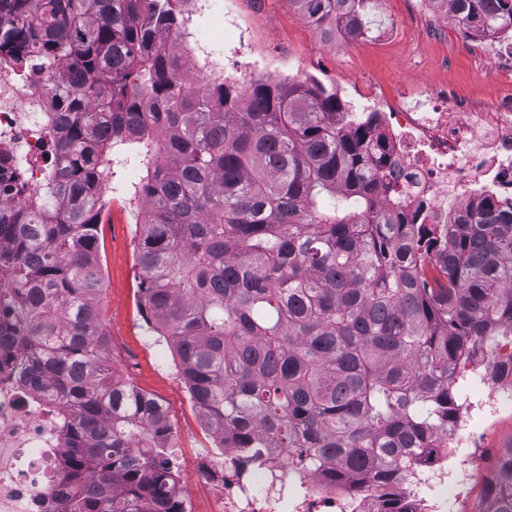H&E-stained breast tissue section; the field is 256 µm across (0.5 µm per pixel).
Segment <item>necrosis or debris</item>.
Returning a JSON list of instances; mask_svg holds the SVG:
<instances>
[{"label":"necrosis or debris","mask_w":512,"mask_h":512,"mask_svg":"<svg viewBox=\"0 0 512 512\" xmlns=\"http://www.w3.org/2000/svg\"><path fill=\"white\" fill-rule=\"evenodd\" d=\"M188 52L186 68L193 80L232 70L251 69L249 37L238 31L228 54L218 55L183 27L178 36ZM483 65L512 76V29L475 40ZM41 72L21 77L0 74V146L9 145L10 176L26 182L30 194L42 191V173L33 163L45 146L40 135L49 103L40 96ZM342 93L362 112L375 114L377 132L391 166L389 180L410 207L418 223L449 224L459 216L476 217L481 200L491 197L512 211V92L483 111L476 102L457 99L447 85L428 83L405 87L393 95L381 88H343ZM17 349L0 350V512H61L70 487L63 478L64 440L57 429L59 410L44 405L18 373ZM478 398L466 401L448 453L430 468L406 480L404 489L425 512H444L449 500L468 501L473 457L481 433L470 428L471 411L491 419L512 407V374L483 379ZM201 476L213 489L211 512H368L362 505L322 489L316 473L301 469L293 448H273L260 469L236 477V449L221 448Z\"/></svg>","instance_id":"4bbe7bcc"}]
</instances>
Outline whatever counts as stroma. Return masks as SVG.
<instances>
[{"label":"stroma","instance_id":"obj_1","mask_svg":"<svg viewBox=\"0 0 512 512\" xmlns=\"http://www.w3.org/2000/svg\"><path fill=\"white\" fill-rule=\"evenodd\" d=\"M229 7L241 28L247 29L252 59L262 66L253 78L288 80L289 69L301 67L304 77L317 80L328 91L345 83L368 81L387 93L402 84L433 81L448 84L456 97L489 102L504 91L500 76L481 70L475 50L449 23L447 38L429 29L406 27L386 44L366 42L351 51L325 42L299 15L292 0H216ZM135 206L125 196L112 197V221L99 227V256L103 288L102 314L110 335L112 366L119 376L159 399L173 429V444L183 480H190L206 462L213 440L178 372H164L160 364L171 359L167 345H151L138 307L139 267L135 253ZM484 428L478 463L472 478V497L480 499L499 448L512 442V414L503 413Z\"/></svg>","mask_w":512,"mask_h":512}]
</instances>
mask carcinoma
<instances>
[{
	"label": "carcinoma",
	"mask_w": 512,
	"mask_h": 512,
	"mask_svg": "<svg viewBox=\"0 0 512 512\" xmlns=\"http://www.w3.org/2000/svg\"><path fill=\"white\" fill-rule=\"evenodd\" d=\"M189 0H0V73L41 70L43 192L0 214V276L24 362L63 405V512H186L166 408L112 370L98 225L131 159L144 176L139 306L218 448L299 463L377 512H414L403 477L446 452L452 366L512 336V214L414 224L363 118L318 82H191L170 40ZM322 37L374 0H295ZM483 33L512 0H433ZM512 512V443L484 490Z\"/></svg>",
	"instance_id": "1"
}]
</instances>
